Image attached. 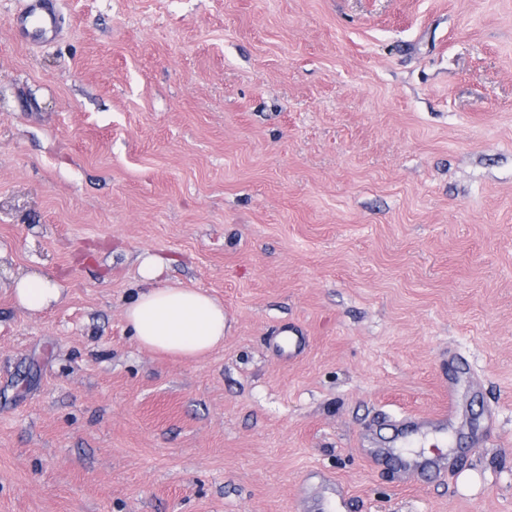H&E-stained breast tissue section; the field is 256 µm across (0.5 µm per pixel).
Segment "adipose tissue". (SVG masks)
Returning <instances> with one entry per match:
<instances>
[{"label":"adipose tissue","instance_id":"obj_1","mask_svg":"<svg viewBox=\"0 0 512 512\" xmlns=\"http://www.w3.org/2000/svg\"><path fill=\"white\" fill-rule=\"evenodd\" d=\"M163 260L144 253L138 257V292L124 306V318L137 343L183 361H194L223 347L229 325L224 305L205 292L162 282ZM18 305L40 312L62 299L60 285L29 272L16 278Z\"/></svg>","mask_w":512,"mask_h":512}]
</instances>
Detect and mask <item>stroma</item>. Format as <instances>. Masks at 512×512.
Here are the masks:
<instances>
[{"label":"stroma","mask_w":512,"mask_h":512,"mask_svg":"<svg viewBox=\"0 0 512 512\" xmlns=\"http://www.w3.org/2000/svg\"><path fill=\"white\" fill-rule=\"evenodd\" d=\"M24 6L0 0V512H512V0H59L48 45ZM146 251L223 301V348L137 344ZM27 271L63 301L19 307ZM452 374L462 428L393 440ZM443 446L449 471H400Z\"/></svg>","instance_id":"1"}]
</instances>
